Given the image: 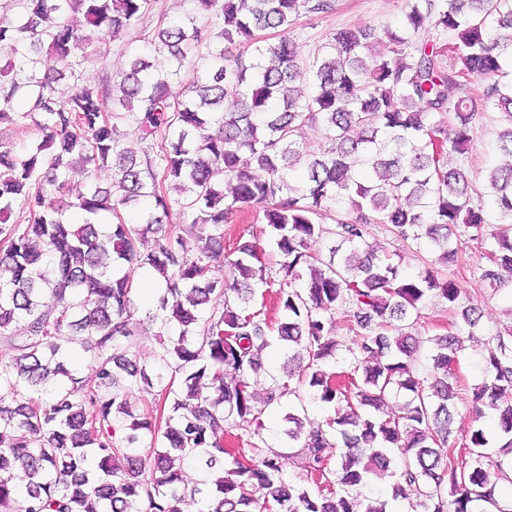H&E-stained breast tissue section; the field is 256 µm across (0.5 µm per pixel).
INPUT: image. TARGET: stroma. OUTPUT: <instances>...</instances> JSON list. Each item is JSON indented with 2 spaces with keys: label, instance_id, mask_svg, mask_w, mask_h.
Instances as JSON below:
<instances>
[{
  "label": "stroma",
  "instance_id": "1",
  "mask_svg": "<svg viewBox=\"0 0 512 512\" xmlns=\"http://www.w3.org/2000/svg\"><path fill=\"white\" fill-rule=\"evenodd\" d=\"M334 4L333 12L317 19L302 20L291 30L290 37L302 61L312 60L325 43L327 33L334 29L364 25L399 28L405 8V0H334ZM192 16L196 17L198 25L210 27L214 24L213 19L203 16L196 0H155L152 9L146 13L137 28L116 35L105 30L99 32L98 56L86 58L83 47L75 45L71 48V58L78 62L86 83L97 84L103 76L113 75L125 68L133 56L152 54L153 49L145 39L147 33L153 32L160 24L179 23ZM498 127V114L491 110L485 112L473 125L469 164L474 170L476 187L480 190L485 187V171L505 161L497 146ZM368 240L379 249L398 252L401 256L400 269L405 274L416 273L421 269L423 260H430L435 256L430 245L394 239L385 226L380 224L372 225ZM482 263L480 250L474 248L462 255L458 265L447 269L448 275L459 281L464 299L478 304L483 312V328L466 341L457 365L463 381L456 399L460 413L456 430L460 433L467 430L472 423L468 412L471 390L484 379L482 356L485 339L500 324L506 322L505 310L512 305V288L494 290L481 279Z\"/></svg>",
  "mask_w": 512,
  "mask_h": 512
}]
</instances>
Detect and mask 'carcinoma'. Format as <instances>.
<instances>
[{
  "label": "carcinoma",
  "mask_w": 512,
  "mask_h": 512,
  "mask_svg": "<svg viewBox=\"0 0 512 512\" xmlns=\"http://www.w3.org/2000/svg\"><path fill=\"white\" fill-rule=\"evenodd\" d=\"M25 2L17 22L0 21L10 52L0 122L23 132L36 115L45 142L28 156L0 142V512H181L188 492L201 496L203 512H387V502L360 493L377 476L392 479L393 500L414 495L421 512H512L499 495L500 483H512V324L488 335L486 378L471 400L478 419L499 412L500 446L471 426L458 447L453 366L461 329L473 335L481 308L462 302L458 281L431 264L404 276L394 254L367 242L369 225L385 224L455 263L490 239L481 278L494 288L512 280V162L485 177L493 222L471 194L468 167L472 124L489 108L500 114L499 150L512 158V0H405L403 33L338 30L306 66L289 31L332 10V0H196L221 20L217 32L193 20L160 26L148 36L154 56H135L94 86L81 82L71 45L94 57L96 31L138 26L151 0ZM74 10L82 32L69 24ZM269 29L278 40L256 46L251 60L233 53ZM432 29L448 43L423 40ZM302 68L307 93L292 87ZM187 73L186 98L170 101L169 82ZM19 98L29 109L18 120ZM119 112L147 142L143 156L119 145ZM317 124L331 141L321 152L296 141ZM74 156L115 175L72 204L80 224L58 197ZM172 185L189 195L172 201ZM18 200L23 225L9 223ZM175 203L200 229L195 257L170 224ZM130 207L138 226L125 219ZM247 207L262 209L278 282L252 242L226 251L224 224ZM332 214L333 224L321 223ZM146 233L157 239L144 252ZM324 239L326 257L316 248ZM144 268L162 288L140 319L133 276ZM275 285L282 316L273 327L251 303ZM433 296L456 322L424 338L415 329ZM338 312L355 363L333 373L340 343L327 325ZM150 327L163 338L169 376L150 375L132 350ZM426 343L428 383L415 370ZM273 345L288 371L272 378L259 407L251 377ZM78 350L97 362L92 384L76 367ZM136 388L158 390L140 417L128 401ZM287 398L296 480L293 457L263 436L265 411ZM312 405L330 414L308 426ZM230 429L245 447L224 448ZM187 461L214 479L186 489Z\"/></svg>",
  "instance_id": "cac0c4a2"
}]
</instances>
